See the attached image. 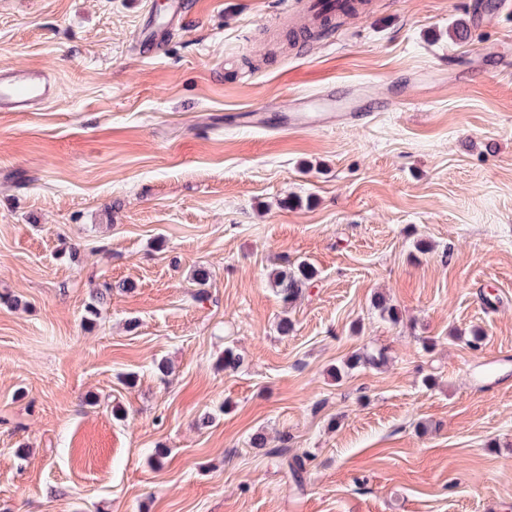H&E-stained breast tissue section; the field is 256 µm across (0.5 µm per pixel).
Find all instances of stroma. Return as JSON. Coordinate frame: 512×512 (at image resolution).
Listing matches in <instances>:
<instances>
[{
	"instance_id": "35a3bbf8",
	"label": "stroma",
	"mask_w": 512,
	"mask_h": 512,
	"mask_svg": "<svg viewBox=\"0 0 512 512\" xmlns=\"http://www.w3.org/2000/svg\"><path fill=\"white\" fill-rule=\"evenodd\" d=\"M168 2L0 0V64L59 86L0 113V512H512V17L371 0L292 45L302 0H184L144 56ZM331 92L389 106L225 120ZM301 261L317 279L284 305L269 274ZM258 431L308 456L302 485ZM185 6L183 0H169L165 17L159 21L153 19L138 31L137 40L141 44L152 46L155 56L164 53L170 32L184 22ZM308 97H298L293 105L287 110L281 109L278 102L274 101L268 105L262 112L247 110L238 112L237 117L239 124L250 127H272L281 130L310 129L317 130L333 129L335 127L349 124L357 121L364 116H368V112H358L361 109L351 108L348 111H336V108L323 109L319 112H310L307 101ZM263 114L265 118L261 115Z\"/></svg>"
}]
</instances>
